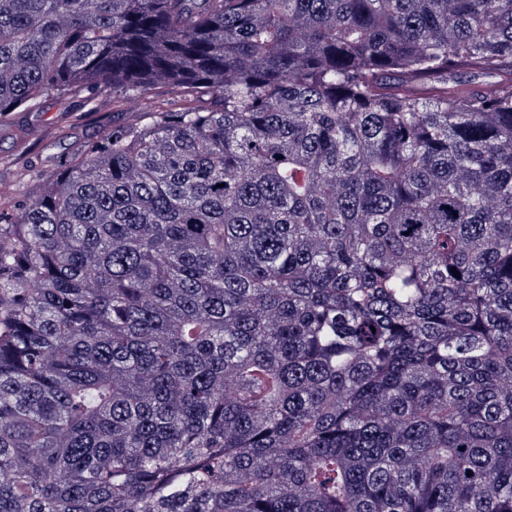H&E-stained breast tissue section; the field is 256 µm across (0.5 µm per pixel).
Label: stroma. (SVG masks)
Listing matches in <instances>:
<instances>
[{
	"label": "stroma",
	"instance_id": "obj_1",
	"mask_svg": "<svg viewBox=\"0 0 512 512\" xmlns=\"http://www.w3.org/2000/svg\"><path fill=\"white\" fill-rule=\"evenodd\" d=\"M139 117V108L113 99L108 90L92 104L77 92L66 99L46 95L40 111L15 113L11 122L0 125V190L16 187L29 174L38 184L48 180L56 172V159L73 156L106 129L136 123ZM32 125L41 127L44 136L19 152L17 140Z\"/></svg>",
	"mask_w": 512,
	"mask_h": 512
}]
</instances>
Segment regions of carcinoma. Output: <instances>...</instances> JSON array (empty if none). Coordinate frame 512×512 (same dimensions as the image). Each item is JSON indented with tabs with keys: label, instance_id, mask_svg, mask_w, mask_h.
I'll return each instance as SVG.
<instances>
[{
	"label": "carcinoma",
	"instance_id": "cac0c4a2",
	"mask_svg": "<svg viewBox=\"0 0 512 512\" xmlns=\"http://www.w3.org/2000/svg\"><path fill=\"white\" fill-rule=\"evenodd\" d=\"M504 72L512 0H0V121L144 100L0 192V512H512Z\"/></svg>",
	"mask_w": 512,
	"mask_h": 512
}]
</instances>
